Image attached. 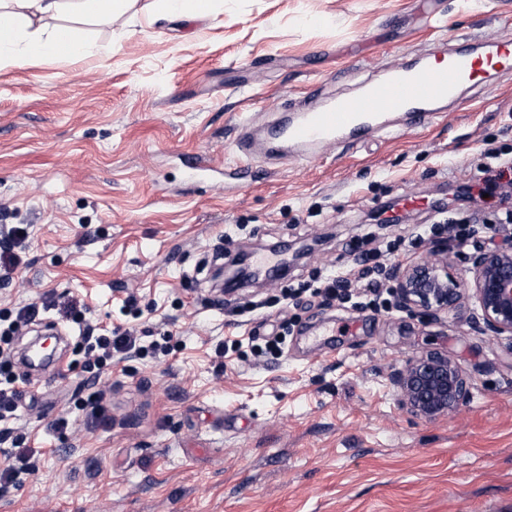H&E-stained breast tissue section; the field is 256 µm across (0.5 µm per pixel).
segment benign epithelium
<instances>
[{"instance_id": "7a95c632", "label": "benign epithelium", "mask_w": 512, "mask_h": 512, "mask_svg": "<svg viewBox=\"0 0 512 512\" xmlns=\"http://www.w3.org/2000/svg\"><path fill=\"white\" fill-rule=\"evenodd\" d=\"M460 254L445 237L430 242L418 259L394 267L389 273L395 305L432 324L451 312L467 319L465 295L472 296L481 311L476 323L483 334L505 340L512 349V239L478 244L464 255L472 279H457L449 259ZM399 407L412 416L432 420L460 411L472 397L474 383L452 357L429 351L405 360L388 375Z\"/></svg>"}]
</instances>
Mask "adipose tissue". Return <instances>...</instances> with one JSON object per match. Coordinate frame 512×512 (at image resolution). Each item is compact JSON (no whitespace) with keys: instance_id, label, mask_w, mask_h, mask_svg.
Returning <instances> with one entry per match:
<instances>
[{"instance_id":"obj_1","label":"adipose tissue","mask_w":512,"mask_h":512,"mask_svg":"<svg viewBox=\"0 0 512 512\" xmlns=\"http://www.w3.org/2000/svg\"><path fill=\"white\" fill-rule=\"evenodd\" d=\"M132 0H0V66L25 65L64 55L83 59L98 54L89 37L72 28L43 26L47 16L72 13L88 20L124 14Z\"/></svg>"}]
</instances>
